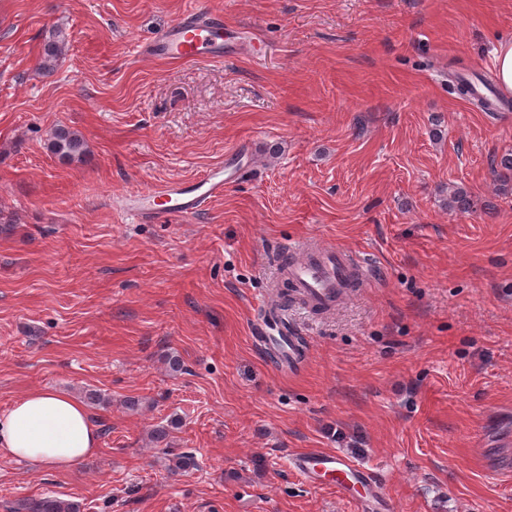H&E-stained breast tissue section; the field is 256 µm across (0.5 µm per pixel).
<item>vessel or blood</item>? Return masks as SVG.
Listing matches in <instances>:
<instances>
[{"instance_id":"b4317fda","label":"vessel or blood","mask_w":512,"mask_h":512,"mask_svg":"<svg viewBox=\"0 0 512 512\" xmlns=\"http://www.w3.org/2000/svg\"><path fill=\"white\" fill-rule=\"evenodd\" d=\"M147 52L153 58L168 60L223 56L224 17L218 12L188 10L149 44ZM224 174L225 166L220 163L191 182L142 186L124 195L120 207L134 223L189 215L223 193ZM281 270L310 307L318 309L335 308L352 288L369 277L361 258L332 246L308 242L288 245L282 254ZM269 347L276 350L281 370L291 374L303 370L306 358L295 337L276 338ZM286 463L309 485L331 484L338 490L349 491L355 512H393L394 506L377 472L341 453L308 449L288 454Z\"/></svg>"}]
</instances>
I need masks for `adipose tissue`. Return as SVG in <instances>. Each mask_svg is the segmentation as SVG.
Instances as JSON below:
<instances>
[{
    "label": "adipose tissue",
    "mask_w": 512,
    "mask_h": 512,
    "mask_svg": "<svg viewBox=\"0 0 512 512\" xmlns=\"http://www.w3.org/2000/svg\"><path fill=\"white\" fill-rule=\"evenodd\" d=\"M98 451L99 429L71 396L34 389L0 411V459L67 471Z\"/></svg>",
    "instance_id": "ef3b65f1"
}]
</instances>
